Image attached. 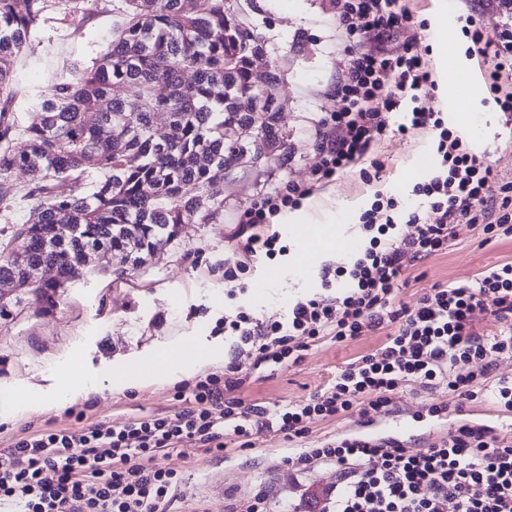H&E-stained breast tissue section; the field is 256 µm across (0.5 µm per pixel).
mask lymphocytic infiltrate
Returning <instances> with one entry per match:
<instances>
[{
    "instance_id": "1",
    "label": "lymphocytic infiltrate",
    "mask_w": 512,
    "mask_h": 512,
    "mask_svg": "<svg viewBox=\"0 0 512 512\" xmlns=\"http://www.w3.org/2000/svg\"><path fill=\"white\" fill-rule=\"evenodd\" d=\"M471 52L486 65L485 80L505 117H512V11L487 0L476 12L460 0ZM336 18L349 44V64L336 81L339 107L321 120V162L313 184H325L367 157L389 134L434 132L439 167L414 183L421 208L408 211L393 196H376L359 216L363 245L349 265L324 264L320 295L298 299L283 323H264L238 310L225 315L233 348L223 375L195 384L188 406L173 416L137 418L107 429L43 432L19 439L0 454V506L20 512H157L181 484L173 471L153 466L162 451L185 442L223 450L233 436L251 446L264 431L304 440L312 420L358 415L381 418L393 411L405 384L448 387L460 404L484 403L512 412V379L498 376L512 357V261L494 265L465 284H437L416 302L399 291L411 266L448 249L461 224L481 225L486 241L512 239V179L495 172L422 106L434 86L426 58L411 35L413 15L400 0H336ZM403 39V53L391 41ZM313 185L286 184L246 210L242 223H269L283 208L297 207ZM407 224L411 234L401 233ZM482 309L500 324L480 330L472 316ZM385 332L375 352L337 369L331 385L300 404L267 408L239 392L247 381L238 362L254 367L295 364L310 343H349ZM289 470L318 464L336 468L338 482L321 512H512V437L461 422L417 453L399 444L346 434L288 456ZM53 470L55 480L42 476Z\"/></svg>"
}]
</instances>
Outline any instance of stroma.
Returning <instances> with one entry per match:
<instances>
[{
  "label": "stroma",
  "instance_id": "obj_1",
  "mask_svg": "<svg viewBox=\"0 0 512 512\" xmlns=\"http://www.w3.org/2000/svg\"><path fill=\"white\" fill-rule=\"evenodd\" d=\"M118 5L119 0H97L76 35L60 24H48L41 44L17 67L24 92L20 109L47 93L62 58L87 60L104 49L119 19ZM411 7L415 21L427 24L419 48L427 52L437 82L435 89L424 93V101L442 111L445 123L455 128L459 122L446 109L448 86L475 84L471 114L475 134L467 143L484 153L500 174L512 178V122L497 111L483 68L469 54L470 38L463 34L461 22H454L453 51L446 56L430 32L444 12L455 10V0H413ZM249 14L267 51L257 63L259 74L279 71L277 92L284 107L277 128L284 150L276 152L272 161L224 170L223 211L210 223L181 225L177 236L146 265L126 268L117 253L111 270L105 272L97 260H90L87 277L59 289L52 307L20 290V304L0 317V383L39 384L74 362L97 391L86 399L51 400L21 420L1 422L0 451L29 434L174 415L183 407L178 392L191 390L207 376L223 375V365L205 364L178 382L149 379L142 387L122 392L112 390L107 382L113 367L125 362L140 368L144 356L174 344H224V316L240 308L263 322L287 321L292 303L319 291L316 270L324 260L350 262V255L340 251L329 258L313 251L309 254L313 275L297 278L295 233L290 225L273 223L269 229L286 245V252L252 258L237 281L224 280L225 260L235 259L238 242L251 233L250 227L240 224V216L274 188L311 182L321 161L320 120L338 107L331 89L349 59L332 0H251ZM369 158L381 166L377 178L364 181L354 167L314 188L309 197L314 205L310 228L327 224L334 234L359 238L358 217L379 192L402 196L407 206H417L410 191L436 169L435 138L426 131L392 135L375 146ZM483 238L480 227L459 226L447 253L410 270L403 301H415L432 285L462 283L493 265L512 261V240L487 244ZM381 341L375 335L348 345L312 343L299 364L252 370L242 397L246 403L268 407L306 400L326 387L337 367L374 350ZM225 443L226 451L217 452L186 442L156 458V465L174 470L182 480L178 499L160 512H228L230 504L252 503L261 490L267 494L266 512H307L313 499L324 498L336 484L330 468L288 470L284 459L297 445L282 434L262 433L247 448L230 436Z\"/></svg>",
  "mask_w": 512,
  "mask_h": 512
}]
</instances>
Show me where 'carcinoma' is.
Instances as JSON below:
<instances>
[{"label": "carcinoma", "mask_w": 512, "mask_h": 512, "mask_svg": "<svg viewBox=\"0 0 512 512\" xmlns=\"http://www.w3.org/2000/svg\"><path fill=\"white\" fill-rule=\"evenodd\" d=\"M91 2L0 0V224L11 223L18 198L34 213L0 238V316L21 288L53 304L92 255L103 270L114 252L141 267L178 225L215 219L224 206L216 172L243 152L224 139L225 125L253 129L271 156L282 147V108L252 81L265 41L226 0H120L107 48L87 63L63 60L49 93L17 111L14 71L40 44L48 14L76 32ZM159 112L172 129L165 141L153 133ZM43 267L57 278H39Z\"/></svg>", "instance_id": "1"}]
</instances>
